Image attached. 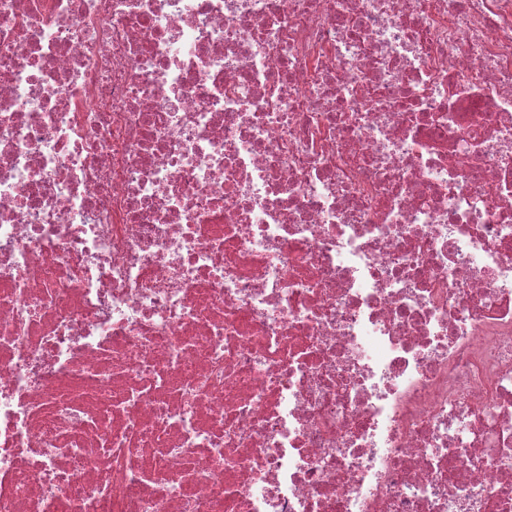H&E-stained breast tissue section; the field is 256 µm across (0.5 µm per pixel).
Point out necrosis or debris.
Wrapping results in <instances>:
<instances>
[{
	"label": "necrosis or debris",
	"instance_id": "1",
	"mask_svg": "<svg viewBox=\"0 0 512 512\" xmlns=\"http://www.w3.org/2000/svg\"><path fill=\"white\" fill-rule=\"evenodd\" d=\"M0 512H512V0H0Z\"/></svg>",
	"mask_w": 512,
	"mask_h": 512
}]
</instances>
